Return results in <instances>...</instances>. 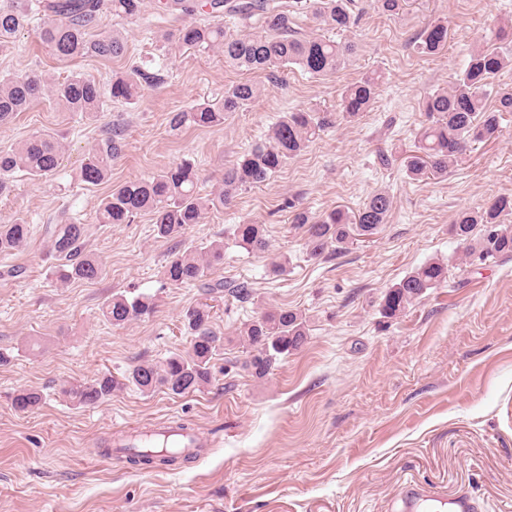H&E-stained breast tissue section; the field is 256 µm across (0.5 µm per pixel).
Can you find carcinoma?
Returning a JSON list of instances; mask_svg holds the SVG:
<instances>
[{"label": "carcinoma", "instance_id": "cac0c4a2", "mask_svg": "<svg viewBox=\"0 0 512 512\" xmlns=\"http://www.w3.org/2000/svg\"><path fill=\"white\" fill-rule=\"evenodd\" d=\"M147 0H10L0 4V45L11 42L29 26L35 16L44 17L37 28L40 42L60 61L78 58L110 60L125 53L126 41L117 29L94 33L103 15L135 20L145 11ZM154 9L181 20L180 25L160 35L161 42L179 48L218 52L224 64L242 72H269L290 64L299 66L315 78L336 73L356 52L351 42L339 43L324 35L308 33L297 23L292 11L281 0H155ZM306 10L319 29L342 31L355 23L351 0H305ZM233 19L236 30L224 27V17ZM448 41V29L442 23L426 26L418 36L416 48L436 54ZM512 63V57L496 47L478 50L453 87L438 89L422 101L426 123L418 132L413 154L405 159L407 175L413 179L444 177L448 168L465 154L471 144L492 138L498 131L502 113L512 112V92L497 96V107L488 108L491 79ZM380 76L365 75L347 85L339 103V116L351 121L370 108ZM164 82L162 70L145 61L124 71L112 72L108 91L85 74L73 71L61 80L50 81L33 72L0 79V124L10 122L34 102L49 97L62 107L87 120H95L106 100L133 104L146 86ZM261 86L248 81L224 89L222 103L209 100L172 113L171 130L184 127H214L262 95ZM330 115L312 109L287 112L269 131L231 166L216 193L204 196L198 191L195 165L184 160L161 170L148 180H131L110 188L98 211L100 224H130L140 214L151 216L153 231L163 239H175L189 224L201 223L205 213L227 204L241 191L268 181L286 163L304 152L330 124ZM126 146V129L108 127L96 148L81 165L78 181L99 185L110 181L112 162L121 157ZM63 143L49 132H36L18 145L0 150V196L12 192L14 173L21 171L32 181H40L54 172L61 161ZM391 197L385 191L373 193L351 216L340 208L313 214L293 207L291 223L306 226L308 254L318 259L359 237L368 238L386 223ZM512 212V197L498 196L487 206L460 211L451 225L453 235L463 245L466 257L484 265L494 259L512 258V226L500 217ZM485 233L476 237L477 226ZM82 224H48L45 234L58 265L63 283L93 282L103 275L101 261L83 254ZM30 226L21 218L0 224V254L23 248ZM235 246L248 252L264 253L268 243L260 224H237L233 232ZM224 261V242L213 241L199 249L178 252L166 263L164 279L172 286H198L204 294L222 288L244 302L251 295L249 284L210 283L211 269ZM448 282V265L426 263L395 283L381 303L384 317L403 313L429 289ZM152 299L144 294L129 297L114 294L101 306L102 317L115 326L153 313ZM211 310L206 303L187 309L184 322L191 331V353L172 354L163 361H139L123 379L102 374L94 379L71 384L62 394L73 404L94 406L112 392L132 385L149 394L165 390L184 396L200 390L212 379V360L224 343L210 324ZM251 348L242 368L251 376H267L276 361L302 347L308 329L302 315L288 308L267 310L253 318L244 330ZM42 395L23 389L14 395L12 405L27 413L40 405ZM188 457L169 448L127 456L132 466L175 465Z\"/></svg>", "mask_w": 512, "mask_h": 512}]
</instances>
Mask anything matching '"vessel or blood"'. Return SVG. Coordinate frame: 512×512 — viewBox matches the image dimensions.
Wrapping results in <instances>:
<instances>
[{"label": "vessel or blood", "mask_w": 512, "mask_h": 512, "mask_svg": "<svg viewBox=\"0 0 512 512\" xmlns=\"http://www.w3.org/2000/svg\"><path fill=\"white\" fill-rule=\"evenodd\" d=\"M161 440L168 441L185 456L196 455L200 448L208 444L204 434L183 427L180 421L172 420L158 427L142 429L114 427L104 445L115 452L124 453L131 448L153 449ZM434 499L431 490L410 480L404 482L392 498L389 512H419L423 504ZM438 502L437 512H478L475 498L466 492L450 495Z\"/></svg>", "instance_id": "1"}]
</instances>
